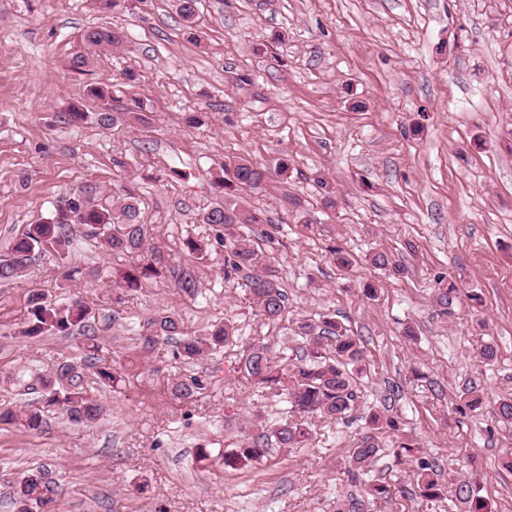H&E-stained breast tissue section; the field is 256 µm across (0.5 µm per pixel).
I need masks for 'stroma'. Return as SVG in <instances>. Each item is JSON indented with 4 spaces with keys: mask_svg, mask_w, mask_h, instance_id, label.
I'll list each match as a JSON object with an SVG mask.
<instances>
[{
    "mask_svg": "<svg viewBox=\"0 0 512 512\" xmlns=\"http://www.w3.org/2000/svg\"><path fill=\"white\" fill-rule=\"evenodd\" d=\"M96 27L121 45H87ZM80 54L82 72L71 67ZM243 74L249 83H238ZM98 82L146 104L148 123H64ZM190 112L203 124L188 126ZM242 155L269 171L234 201L262 217L287 319H261L240 279H225L220 253L197 264L200 297L164 280L113 303L110 279L83 271L129 259L77 228L67 257L38 258L0 282V405L34 401L36 376L80 360L91 338L124 380L98 392L104 410L94 423L55 414L36 434L0 428V512H15L14 477L39 466L62 485L52 512H336L349 496L364 512H461L447 498L401 494L410 476L391 453V431L370 477L390 484L392 497L364 498L347 476L366 414L386 406L444 473L480 487L492 512H512V470L502 464L512 428L455 409L467 386L492 401L512 397V0H197L191 31L174 0L108 9L100 0H0V251L88 189L109 206L134 194L148 246L185 264L182 240L212 235L202 217L220 199L221 164ZM336 243L353 266L333 261ZM379 251L405 274L375 271L365 257ZM74 267L81 275L65 279ZM441 277L463 291L446 315L436 304ZM372 280L380 290L369 299ZM36 292L92 307L87 335L15 338ZM162 309L191 336L232 319L241 343L264 339L277 356L293 349L295 321L332 315L363 341L364 397L347 418L318 421L307 448L271 449L241 471L200 468V445L227 447L251 430L254 409L277 420L284 407L228 374L232 350L191 369L211 376L205 393L173 396L171 379L189 369L166 344L142 349L137 331ZM487 342L497 351L490 361L478 355Z\"/></svg>",
    "mask_w": 512,
    "mask_h": 512,
    "instance_id": "1",
    "label": "stroma"
}]
</instances>
